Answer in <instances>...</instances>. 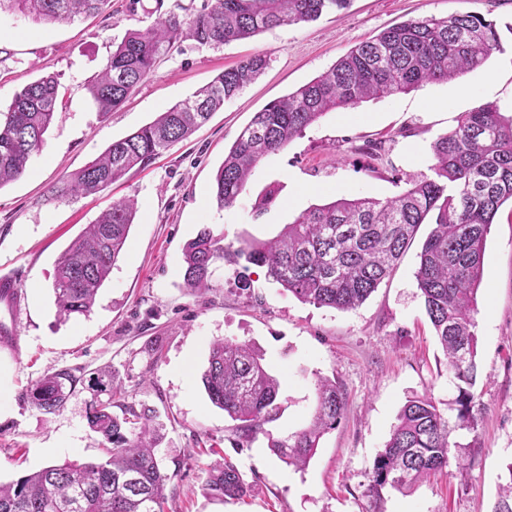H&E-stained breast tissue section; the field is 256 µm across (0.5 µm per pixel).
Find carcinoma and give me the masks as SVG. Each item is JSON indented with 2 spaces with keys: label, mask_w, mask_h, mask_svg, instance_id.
I'll return each mask as SVG.
<instances>
[{
  "label": "carcinoma",
  "mask_w": 512,
  "mask_h": 512,
  "mask_svg": "<svg viewBox=\"0 0 512 512\" xmlns=\"http://www.w3.org/2000/svg\"><path fill=\"white\" fill-rule=\"evenodd\" d=\"M349 0H205L190 17L170 13L145 29H131L90 86L98 111L119 107L156 69L160 55L189 38L218 47L259 32L317 20L343 9ZM108 0H0V11L15 8L41 22L68 21L105 10ZM500 49L495 23L460 12L448 18L409 20L381 31L341 57L325 73L255 113L218 168L212 193L217 206L231 208L258 163L288 145L325 113L367 98L404 93L446 82L485 64ZM269 59L257 54L224 70L208 84L160 113L136 132L113 141L103 153L53 188L57 198L93 195L131 169L145 168L162 152L189 138L211 114L251 84ZM59 83L51 75L26 84L8 110L0 112V187L20 179L44 144L57 112ZM431 176L407 177L401 195L339 198L300 213L274 238L224 244V235L203 229L183 251V279L196 294L210 290L213 265L245 261L266 270L268 279L298 300L336 310L360 306L386 279L415 239L429 214L433 227L422 243L417 287L435 336L457 380L455 404L464 422L478 407L476 295L482 282L486 238L502 205L512 202V116L483 103L463 113L456 128L431 146ZM137 203L112 204L59 256L53 275L57 315L91 313L98 290L128 239ZM201 381L210 402L236 422L249 439L279 411L280 382L255 346L233 339L212 343ZM81 378L68 369L32 386L36 409L59 411ZM120 386L100 380L88 407L90 427L105 442L104 461L52 463L0 484V512H164L171 476L161 468L160 435L148 409L122 404L112 412ZM345 396L336 381L317 383V405L309 426L270 441L288 466L302 469L322 436L336 428ZM451 424L430 397L409 400L385 447L374 458L366 491L390 486L404 490L442 474L451 464ZM210 490L226 501H241L247 486L234 462L213 465ZM493 512H512V466Z\"/></svg>",
  "instance_id": "1"
}]
</instances>
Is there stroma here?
<instances>
[{"label":"stroma","mask_w":512,"mask_h":512,"mask_svg":"<svg viewBox=\"0 0 512 512\" xmlns=\"http://www.w3.org/2000/svg\"><path fill=\"white\" fill-rule=\"evenodd\" d=\"M203 0H110L96 16L70 24L0 14V111L24 85L57 77L58 110L28 172L0 188V277H14L25 297L12 319L20 352L0 347V482L49 463L98 461L99 434L88 425L92 392L78 385L57 413L26 395L46 374L85 378L111 373L126 403L155 410L161 466L172 479L165 512H493L512 465V206L503 205L486 240L476 314L480 408L451 436L460 464L407 490L367 493L374 457L407 400L432 396L452 408L457 388L427 316L415 271L430 224L389 280L359 307L340 311L300 302L264 269L217 264L204 296L184 286L182 250L203 228L225 242L269 239L302 211L340 195L386 199L402 194L399 174L422 176L432 143L484 102L512 113V0H350L316 21L280 27L219 47L174 44L118 110L101 116L89 87L131 29ZM470 12L492 20L500 50L447 82L326 113L276 154L262 159L234 207L218 209L214 175L243 128L268 103L327 71L352 48L392 25ZM255 54L265 71L226 101L190 138L149 167L130 171L96 195L55 199L50 188L101 154L112 141L153 121L224 69ZM276 199L261 217L258 195ZM138 211L127 242L89 315L61 319L52 289L55 263L69 242L113 202ZM260 348L280 381V416L250 441L209 401L201 382L215 340ZM346 394L344 414L321 439L308 466L281 462L270 439L305 427L319 378ZM232 459L249 493L242 502L212 496L216 455Z\"/></svg>","instance_id":"1"}]
</instances>
